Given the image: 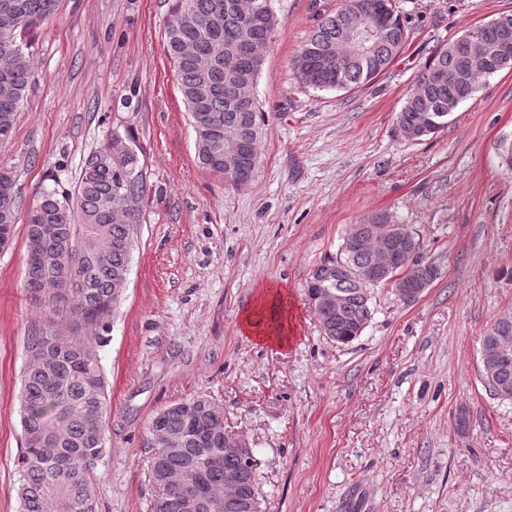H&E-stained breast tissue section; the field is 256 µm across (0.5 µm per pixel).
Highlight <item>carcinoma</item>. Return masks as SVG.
<instances>
[{"mask_svg": "<svg viewBox=\"0 0 512 512\" xmlns=\"http://www.w3.org/2000/svg\"><path fill=\"white\" fill-rule=\"evenodd\" d=\"M241 0H174L164 28L166 52L195 131L205 145L198 155L207 169L234 180L224 167V135L247 140L257 148L262 113L258 100L239 99L235 87L256 83L263 65L260 52L277 25L272 0H253L258 16L239 18ZM59 0H0V136L12 135L20 104L34 82L26 36L49 20ZM375 16L381 26L375 41L350 42L333 69L321 65L346 32L364 29ZM407 40L405 18L392 0H344L324 17L292 60L297 79L317 90H346L382 73ZM450 40L436 48L421 66L416 84L396 113V127L418 125L422 136L448 124V117L482 86L486 78L512 69V60L496 61L490 48L466 56ZM148 191L139 155L128 157L123 170L112 162V149H99L85 160L72 191L43 190L28 211L25 288L40 312L52 320L50 330L29 339L33 362L21 379L22 445L18 468L20 512H97L91 493L95 466L107 452L109 419L107 382L98 348L118 303L114 282L129 269L130 253L105 254L106 243L132 236L130 225L143 219ZM18 220L15 177L0 166V248L9 246ZM87 229L89 248L68 259L76 227ZM336 264L328 258L313 269L307 293L315 300L319 272ZM348 302L341 313L319 309L315 315L325 336L349 344L371 318L370 303L356 284L343 282ZM493 396L512 401V361L486 378ZM208 419L211 431L191 432L195 417ZM149 431L181 433L182 448L156 449L149 476L157 489L151 512H216L207 492L224 477L241 470L240 459L224 458V409L198 396L169 405L151 418Z\"/></svg>", "mask_w": 512, "mask_h": 512, "instance_id": "carcinoma-1", "label": "carcinoma"}]
</instances>
